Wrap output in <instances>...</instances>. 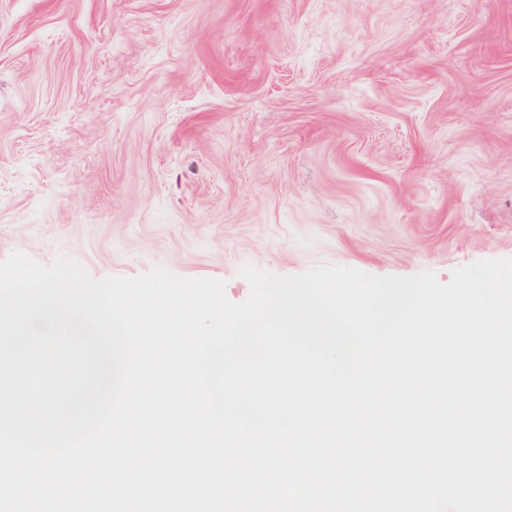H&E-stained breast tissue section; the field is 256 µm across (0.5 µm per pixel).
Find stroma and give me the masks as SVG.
Instances as JSON below:
<instances>
[{"mask_svg": "<svg viewBox=\"0 0 512 512\" xmlns=\"http://www.w3.org/2000/svg\"><path fill=\"white\" fill-rule=\"evenodd\" d=\"M512 258V0H0V261Z\"/></svg>", "mask_w": 512, "mask_h": 512, "instance_id": "obj_1", "label": "stroma"}]
</instances>
